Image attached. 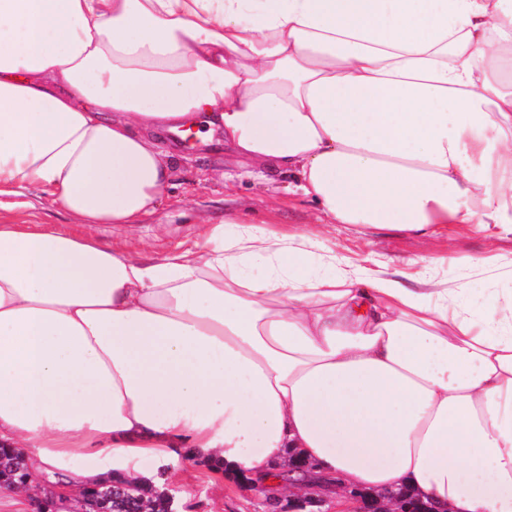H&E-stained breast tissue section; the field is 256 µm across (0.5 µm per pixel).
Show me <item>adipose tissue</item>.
<instances>
[{
	"mask_svg": "<svg viewBox=\"0 0 512 512\" xmlns=\"http://www.w3.org/2000/svg\"><path fill=\"white\" fill-rule=\"evenodd\" d=\"M199 119L331 224L512 221V0H0V196L137 224ZM321 235L208 224L158 258L0 222V447L34 488L176 448L249 486L295 452L343 499L512 512V291L476 308L441 258L409 283Z\"/></svg>",
	"mask_w": 512,
	"mask_h": 512,
	"instance_id": "ef3b65f1",
	"label": "adipose tissue"
}]
</instances>
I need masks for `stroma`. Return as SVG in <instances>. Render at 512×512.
<instances>
[{"mask_svg":"<svg viewBox=\"0 0 512 512\" xmlns=\"http://www.w3.org/2000/svg\"><path fill=\"white\" fill-rule=\"evenodd\" d=\"M177 177L166 196L140 224H77L60 207L45 203L36 188H22L0 196V221L10 224H46L55 229L97 240L108 247L130 252L148 245L159 257L194 248L200 239V219L211 223H245L259 229L303 233L319 224L314 202L297 188L292 175L269 173L263 184L239 179L243 161L218 142L174 146ZM322 243L349 264L376 269L390 263L406 277L422 273L416 258L443 256L448 266L437 269V277H466L473 287L492 293L511 285L485 260L497 256L512 259V226L492 224L476 230L450 224L433 235L419 237L381 228L357 234L347 224L329 225ZM150 484L174 490L178 512H258L260 490L243 489L204 467L177 469L174 463L149 464Z\"/></svg>","mask_w":512,"mask_h":512,"instance_id":"stroma-1","label":"stroma"}]
</instances>
